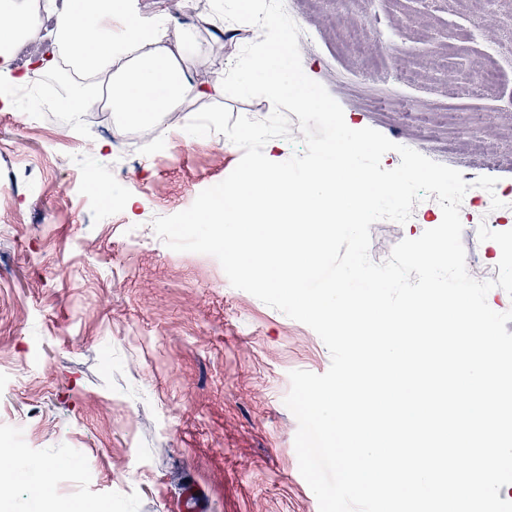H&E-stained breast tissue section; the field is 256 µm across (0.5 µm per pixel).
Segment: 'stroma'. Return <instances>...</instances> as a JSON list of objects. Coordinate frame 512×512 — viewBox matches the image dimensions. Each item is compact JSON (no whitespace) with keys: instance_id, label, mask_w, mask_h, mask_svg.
<instances>
[{"instance_id":"obj_1","label":"stroma","mask_w":512,"mask_h":512,"mask_svg":"<svg viewBox=\"0 0 512 512\" xmlns=\"http://www.w3.org/2000/svg\"><path fill=\"white\" fill-rule=\"evenodd\" d=\"M306 19L304 72L342 106L347 125L460 171L485 173L483 151L512 145V12L500 0H284ZM146 19L194 28L192 75L219 72L257 45L244 24H200L186 0H136ZM365 14L366 46L340 30ZM472 39L449 46V32ZM498 46L492 85L449 100V76L481 67ZM51 73L0 105V189L15 217L0 223V435L15 464L56 472L65 458L73 512H183L195 491L205 512H319L299 471L298 423L285 406L289 373L318 375L330 353L307 325L233 288L219 261L169 249L152 220L190 207L224 180L242 151L183 125L205 98L168 118L125 179L107 132L86 120L62 135L56 119L27 122ZM99 194L87 193L86 183ZM440 206L415 220L371 225V252L419 237Z\"/></svg>"}]
</instances>
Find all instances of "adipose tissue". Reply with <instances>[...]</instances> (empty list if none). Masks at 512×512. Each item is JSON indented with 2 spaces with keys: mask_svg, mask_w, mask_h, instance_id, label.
<instances>
[{
  "mask_svg": "<svg viewBox=\"0 0 512 512\" xmlns=\"http://www.w3.org/2000/svg\"><path fill=\"white\" fill-rule=\"evenodd\" d=\"M89 2L63 0L54 12L56 55L69 58L89 80L87 87L68 96L73 116L86 112L99 91L106 89L113 111L124 121L162 139L168 133L166 117L187 98L223 94L227 82L241 80L247 73L260 77L276 97L306 107L318 100L295 76L284 37L275 31L262 35L245 69H228L199 84L187 77L183 67L196 48L195 33L170 20L158 24L142 20L131 0H103L95 11ZM0 15L10 20L7 28L0 29V57L8 59L17 46L36 37L37 26L17 0H0Z\"/></svg>",
  "mask_w": 512,
  "mask_h": 512,
  "instance_id": "1",
  "label": "adipose tissue"
}]
</instances>
